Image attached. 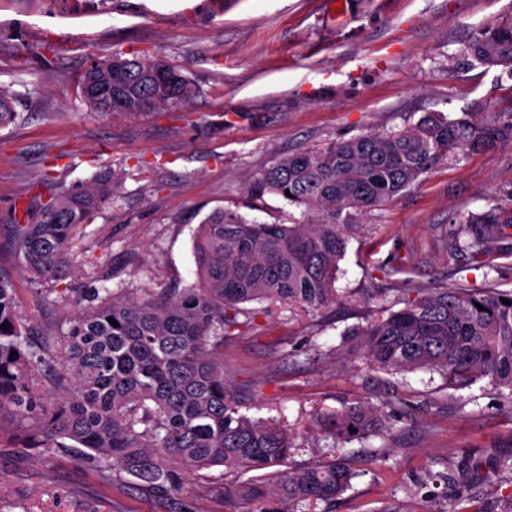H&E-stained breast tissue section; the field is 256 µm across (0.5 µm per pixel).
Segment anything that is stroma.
I'll return each instance as SVG.
<instances>
[{
  "mask_svg": "<svg viewBox=\"0 0 512 512\" xmlns=\"http://www.w3.org/2000/svg\"><path fill=\"white\" fill-rule=\"evenodd\" d=\"M512 21V0H0V89L18 116L0 127V267L24 319L69 329L91 296L43 297L6 246L35 218L36 195L105 176L112 194L72 244L74 289L138 296L197 281L193 240L215 209L266 224L299 208L257 187L276 157L364 132L391 133L424 113L512 114V72L463 63L468 40ZM161 58L190 98L133 116L87 104L79 84L97 59ZM512 211V144L444 161L391 201L354 216L336 305L312 313L248 303L225 340L224 371L243 413L285 422L292 463L324 455L356 476L332 512H503L512 481L463 479L473 456L512 454V404L482 379L448 385L424 370L390 375L346 356L345 331L399 309L409 289L512 290V226L477 268L452 240L472 213ZM369 402L393 410L381 436L329 448L317 414ZM221 468L183 495L121 488L112 471L19 448L0 432V512H224L209 491Z\"/></svg>",
  "mask_w": 512,
  "mask_h": 512,
  "instance_id": "35a3bbf8",
  "label": "stroma"
}]
</instances>
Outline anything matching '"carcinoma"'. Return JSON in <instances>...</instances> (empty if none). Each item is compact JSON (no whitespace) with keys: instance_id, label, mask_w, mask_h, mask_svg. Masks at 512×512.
Instances as JSON below:
<instances>
[{"instance_id":"cac0c4a2","label":"carcinoma","mask_w":512,"mask_h":512,"mask_svg":"<svg viewBox=\"0 0 512 512\" xmlns=\"http://www.w3.org/2000/svg\"><path fill=\"white\" fill-rule=\"evenodd\" d=\"M462 56L511 69L512 22L484 26ZM109 67L117 114L192 93L168 62L121 54L93 63L80 90ZM16 118L14 98L1 89L0 127ZM503 144H512L511 115L427 112L398 132L362 133L281 157L257 182L304 208L306 220L264 224L215 210L194 238L197 285L141 297L94 288L97 306L73 316L66 332L23 319L12 275L0 269V425H10L24 448L70 454L163 495L183 493L194 470L222 467L224 478L211 492L231 512L270 499L281 505L277 512L336 501L354 477L348 461L289 463L293 433L273 418L241 412V396L216 350L239 325L244 303L304 312L336 303L339 262L360 228L352 216L392 200L442 161ZM111 194L112 183L99 178L36 202V221L11 225L8 247L31 281L70 276L71 244ZM511 225L504 209L471 214L463 227L467 240L454 238L453 248L481 264ZM403 304L350 329V354L384 371L437 372L453 386L487 378L512 404L511 292L438 286L416 290ZM313 427L338 445L381 435L389 421L376 407L355 404L316 416ZM467 471L476 483L512 476V455L490 463L474 457ZM243 472L254 476L242 480Z\"/></svg>"}]
</instances>
